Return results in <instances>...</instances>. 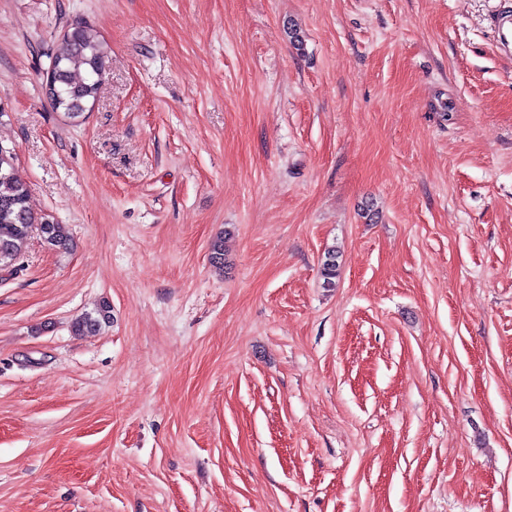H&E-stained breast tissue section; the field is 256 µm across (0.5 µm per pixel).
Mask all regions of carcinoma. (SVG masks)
Here are the masks:
<instances>
[{"mask_svg": "<svg viewBox=\"0 0 512 512\" xmlns=\"http://www.w3.org/2000/svg\"><path fill=\"white\" fill-rule=\"evenodd\" d=\"M105 54L104 43L85 27H74L57 41L50 81L46 84L55 109L72 120L82 117L86 103L96 96L103 79ZM35 225L52 249L67 252L72 248V238L64 225L36 220L29 207L28 189L14 175L13 153L0 144V264L18 259ZM209 260L215 268L224 267V238L212 241ZM337 271L336 250L332 249L325 252L321 267L325 286L335 285ZM111 320V306L104 301L94 311L78 317L72 329L80 336L95 335Z\"/></svg>", "mask_w": 512, "mask_h": 512, "instance_id": "cac0c4a2", "label": "carcinoma"}]
</instances>
